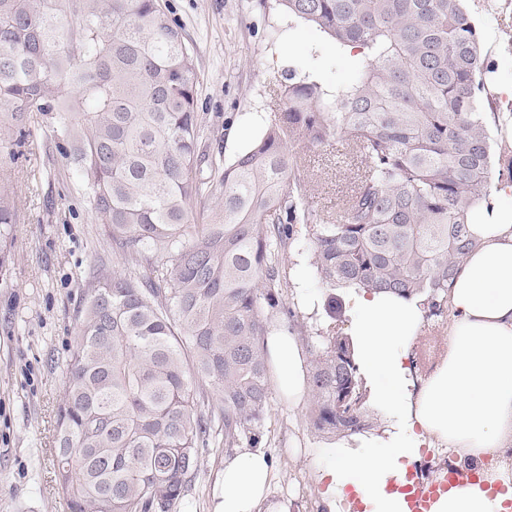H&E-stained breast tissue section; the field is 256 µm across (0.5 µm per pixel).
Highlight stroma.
Here are the masks:
<instances>
[{
	"instance_id": "1",
	"label": "stroma",
	"mask_w": 512,
	"mask_h": 512,
	"mask_svg": "<svg viewBox=\"0 0 512 512\" xmlns=\"http://www.w3.org/2000/svg\"><path fill=\"white\" fill-rule=\"evenodd\" d=\"M182 25L199 76L200 142L210 159H232L259 136L274 103V89L288 73L317 61L325 82L356 77L360 50L337 54L308 26L289 24L260 0H160ZM489 66L488 86L512 83V8L491 9L466 0ZM20 156L0 166L13 186L20 219L8 247L12 261L0 273V512H70L53 475L55 411L65 391L67 349L77 331L92 269L111 261L112 242L95 224L85 191L57 149L56 121L35 116ZM331 158L318 174L314 203L334 206L350 172L329 146L312 148ZM449 307L426 312L409 361L415 381L430 375L428 359L448 344ZM310 407H291L271 397L261 423L272 462V500L289 512H325L322 487L305 451L320 448L309 422ZM223 445L207 448L200 470L170 512H214L223 493Z\"/></svg>"
}]
</instances>
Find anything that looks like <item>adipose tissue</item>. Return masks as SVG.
<instances>
[{"label": "adipose tissue", "instance_id": "ef3b65f1", "mask_svg": "<svg viewBox=\"0 0 512 512\" xmlns=\"http://www.w3.org/2000/svg\"><path fill=\"white\" fill-rule=\"evenodd\" d=\"M468 231L475 246L448 283V348L422 383L408 365L424 322L419 300L350 292L355 361L387 425L357 447L315 451L327 512H339L349 486L368 512H408L399 491L405 464L434 443L451 450L457 467L478 469L481 481L443 494L432 512H512V183L472 210ZM265 347L275 388L298 406L308 395L298 338L274 328ZM270 477L264 449H235L224 458L215 512H288L286 504L268 503Z\"/></svg>", "mask_w": 512, "mask_h": 512}]
</instances>
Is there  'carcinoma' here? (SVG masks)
<instances>
[{
  "label": "carcinoma",
  "instance_id": "carcinoma-1",
  "mask_svg": "<svg viewBox=\"0 0 512 512\" xmlns=\"http://www.w3.org/2000/svg\"><path fill=\"white\" fill-rule=\"evenodd\" d=\"M463 0H262L364 69L278 85L277 115L204 173L193 52L160 0H0V112L23 133L52 114L93 220L123 267L86 283L56 409L54 471L72 512H168L200 449L261 446L270 399L264 336L294 317L281 289L293 246L323 288L357 286L440 309L489 194L495 112ZM360 159L334 210L314 206L308 151ZM212 206L191 222L193 204ZM0 182V237L18 223ZM310 421L370 430L350 339L310 350Z\"/></svg>",
  "mask_w": 512,
  "mask_h": 512
}]
</instances>
